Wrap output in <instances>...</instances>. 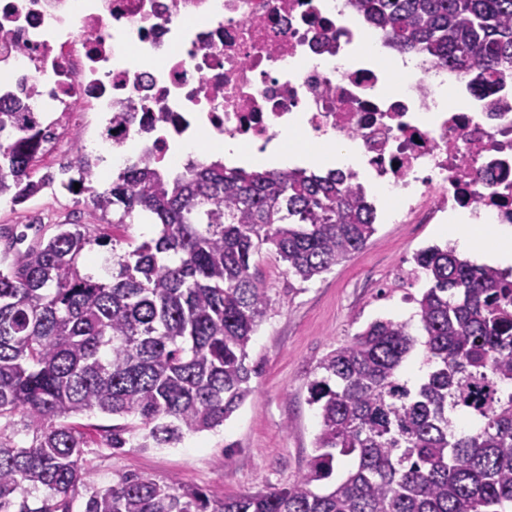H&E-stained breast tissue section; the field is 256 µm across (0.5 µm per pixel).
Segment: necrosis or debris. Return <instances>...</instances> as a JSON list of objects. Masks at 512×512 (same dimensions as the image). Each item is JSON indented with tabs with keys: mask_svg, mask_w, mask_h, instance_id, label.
Returning a JSON list of instances; mask_svg holds the SVG:
<instances>
[{
	"mask_svg": "<svg viewBox=\"0 0 512 512\" xmlns=\"http://www.w3.org/2000/svg\"><path fill=\"white\" fill-rule=\"evenodd\" d=\"M365 27L351 0H0V110L30 108L46 142L38 167L60 169L63 142L85 144L93 174L237 140L247 153L331 133L355 145L344 176L392 224H441L465 209L512 224V80L489 94L420 59V74L358 54ZM448 106L436 111L434 76Z\"/></svg>",
	"mask_w": 512,
	"mask_h": 512,
	"instance_id": "obj_1",
	"label": "necrosis or debris"
}]
</instances>
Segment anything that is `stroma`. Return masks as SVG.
<instances>
[{
  "instance_id": "35a3bbf8",
  "label": "stroma",
  "mask_w": 512,
  "mask_h": 512,
  "mask_svg": "<svg viewBox=\"0 0 512 512\" xmlns=\"http://www.w3.org/2000/svg\"><path fill=\"white\" fill-rule=\"evenodd\" d=\"M33 219L36 230L25 232V224ZM73 221L100 236L112 233L106 219L64 188L0 208V254L13 236L25 235L31 246L51 238L58 225ZM439 230L436 224L378 222L362 250L307 282L288 276L273 254L263 255L260 269L272 309L248 349V363L257 372L244 405L224 426L185 435L175 448H129L115 454L102 439H95L87 450L92 481L106 486L119 474L136 472L202 487L217 498L292 484L306 472L319 430L307 392L316 364L370 322L405 320L414 314V300L428 283L403 278L400 271L410 267L420 249L446 246ZM224 456L228 464L218 465Z\"/></svg>"
}]
</instances>
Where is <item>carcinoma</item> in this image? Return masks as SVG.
I'll return each mask as SVG.
<instances>
[{
    "label": "carcinoma",
    "instance_id": "cac0c4a2",
    "mask_svg": "<svg viewBox=\"0 0 512 512\" xmlns=\"http://www.w3.org/2000/svg\"><path fill=\"white\" fill-rule=\"evenodd\" d=\"M352 3L393 49L480 92L512 79V0ZM38 147L0 143V197L20 204L55 182L33 174ZM69 170L113 215L110 275L82 267L106 244L85 224L0 266V512H512V275L439 246L413 257L428 280L417 324L375 320L317 364L315 455L293 484L223 499L136 473L95 485L72 418L112 416L114 453L224 425L252 392L248 345L272 306L263 249L307 282L363 249L376 215L334 172L217 160L171 176L145 161L100 187L79 153ZM137 214L154 237L120 253ZM418 347L415 384L403 372ZM343 459L347 475L315 489Z\"/></svg>",
    "mask_w": 512,
    "mask_h": 512
}]
</instances>
